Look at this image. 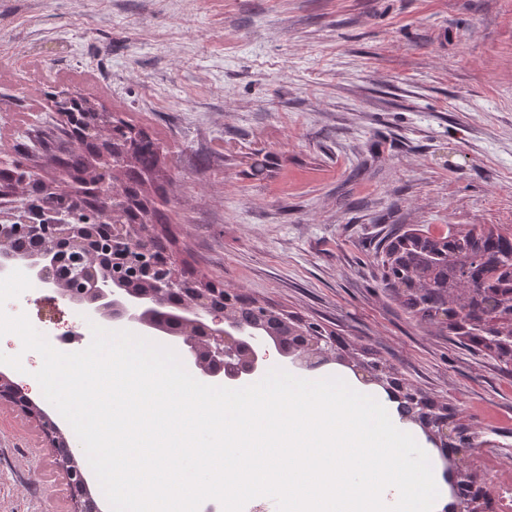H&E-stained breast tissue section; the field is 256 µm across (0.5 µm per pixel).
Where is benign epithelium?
<instances>
[{"label":"benign epithelium","instance_id":"benign-epithelium-1","mask_svg":"<svg viewBox=\"0 0 512 512\" xmlns=\"http://www.w3.org/2000/svg\"><path fill=\"white\" fill-rule=\"evenodd\" d=\"M22 228L41 237L40 252L25 257L13 252L12 234ZM109 228L111 245L103 257L88 238L91 225L77 224L67 211L18 195L11 209L0 212V275L21 265L89 319L161 332L182 346L183 362L196 378L222 380L229 388L248 384L264 372L268 346L276 349L284 365L298 370L315 371L336 363V337L299 336L287 354L271 337L248 331L232 318L239 292L202 288L198 279L182 274L168 255L153 254L150 234L135 236L123 224ZM62 246L79 253L83 271L72 277L57 272L54 255ZM17 393L21 390L16 383L0 373V403L29 412V407L15 398ZM415 426L433 448L458 460L459 468L451 472L454 480H473L471 449L456 443L458 430L448 424V416H440L430 407L423 422ZM43 433L65 475L73 512H86L87 488L74 479L70 469L75 456L68 438H59L58 430L51 426ZM491 510V499L485 495L455 504V512Z\"/></svg>","mask_w":512,"mask_h":512}]
</instances>
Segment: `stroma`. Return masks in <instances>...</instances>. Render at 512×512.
Segmentation results:
<instances>
[{
  "instance_id": "obj_1",
  "label": "stroma",
  "mask_w": 512,
  "mask_h": 512,
  "mask_svg": "<svg viewBox=\"0 0 512 512\" xmlns=\"http://www.w3.org/2000/svg\"><path fill=\"white\" fill-rule=\"evenodd\" d=\"M62 90L166 146L178 265L371 350L490 444L512 431V372L420 328L376 258L401 224L512 228V0H0V159ZM5 310L92 340L49 287ZM71 510L0 405V512Z\"/></svg>"
}]
</instances>
